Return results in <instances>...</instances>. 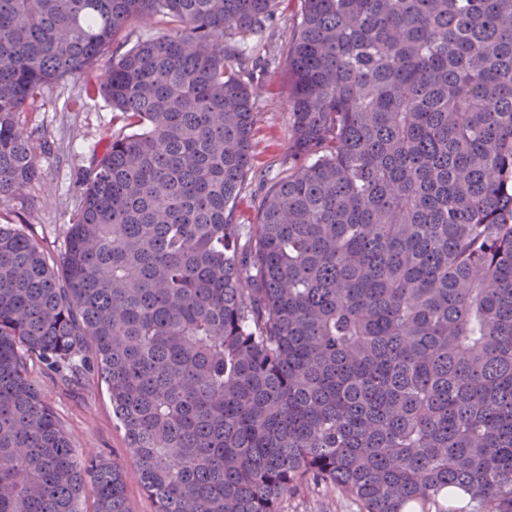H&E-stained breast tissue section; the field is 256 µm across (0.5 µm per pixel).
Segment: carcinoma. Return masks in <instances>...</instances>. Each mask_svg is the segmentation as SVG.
<instances>
[{"instance_id": "carcinoma-1", "label": "carcinoma", "mask_w": 512, "mask_h": 512, "mask_svg": "<svg viewBox=\"0 0 512 512\" xmlns=\"http://www.w3.org/2000/svg\"><path fill=\"white\" fill-rule=\"evenodd\" d=\"M278 3L0 0V204L39 178L15 114L169 26L85 85L115 128L59 264L0 224V512H78L88 484L129 512L31 362L96 366L155 512H282L304 483L359 512H512V0H303V163L244 232L240 66Z\"/></svg>"}]
</instances>
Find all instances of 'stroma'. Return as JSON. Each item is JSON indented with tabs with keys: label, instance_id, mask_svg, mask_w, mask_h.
Instances as JSON below:
<instances>
[{
	"label": "stroma",
	"instance_id": "1",
	"mask_svg": "<svg viewBox=\"0 0 512 512\" xmlns=\"http://www.w3.org/2000/svg\"><path fill=\"white\" fill-rule=\"evenodd\" d=\"M301 0H281L272 26L252 40L245 53L256 66L248 80L255 90L254 153L250 170L233 205V221L242 228L257 224L260 202L269 184L294 165L289 156L291 118L287 110L289 77L279 60L297 32ZM85 76L60 80L16 116L31 134L29 147L40 178L19 196L0 205V224L14 225L60 258L67 228L77 205L78 187L95 149L112 132L113 112L102 98L85 94ZM55 202L44 205L45 189ZM29 374L39 384L77 459L98 456L116 460L123 468L129 512H155L142 491L137 466L127 450L124 432L112 415L106 386L96 372L71 381L46 375L38 363ZM283 512H359L355 502L332 487L303 484L282 504Z\"/></svg>",
	"mask_w": 512,
	"mask_h": 512
}]
</instances>
